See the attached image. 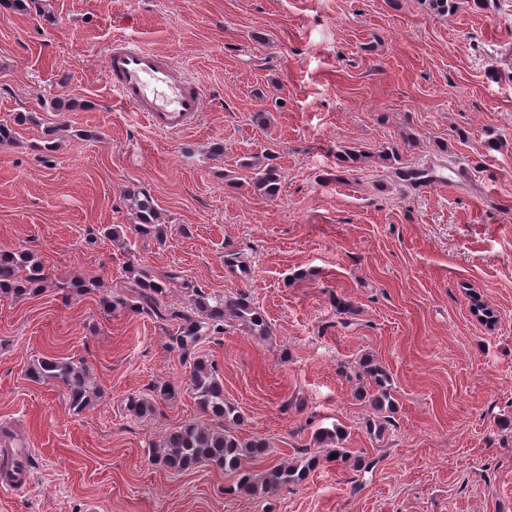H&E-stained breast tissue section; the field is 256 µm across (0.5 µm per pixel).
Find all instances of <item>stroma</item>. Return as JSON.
Wrapping results in <instances>:
<instances>
[{"instance_id": "1", "label": "stroma", "mask_w": 512, "mask_h": 512, "mask_svg": "<svg viewBox=\"0 0 512 512\" xmlns=\"http://www.w3.org/2000/svg\"><path fill=\"white\" fill-rule=\"evenodd\" d=\"M0 11V121L32 114L0 145V248L36 254L50 288L0 298V446L23 443L31 485L0 512H512V0H41ZM124 37L182 65L203 90L186 131L156 132L112 89L105 54ZM53 149H46V141ZM223 143V155L212 153ZM356 147L363 161L338 154ZM276 156L275 196L245 179ZM460 168L446 187L401 179ZM149 194L165 244L132 224L126 189ZM242 252L248 274L224 263ZM174 270L217 297L247 293L272 327L242 326L197 351L212 362L242 437L270 445L251 472L311 447L320 427L377 457L359 490L320 462L262 498L225 494L232 474L174 472L155 457L202 413L182 393L140 418L130 401L181 384L171 324L102 299L127 264ZM492 306L486 328L469 312ZM353 305L336 312L337 299ZM369 357L393 378L391 424L343 370ZM39 358L87 368L100 397L70 412L62 387L25 375Z\"/></svg>"}]
</instances>
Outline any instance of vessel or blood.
<instances>
[{"label":"vessel or blood","instance_id":"b4317fda","mask_svg":"<svg viewBox=\"0 0 512 512\" xmlns=\"http://www.w3.org/2000/svg\"><path fill=\"white\" fill-rule=\"evenodd\" d=\"M112 88L150 125L163 133H179L197 123L203 110L200 88L170 58L127 39H115L107 53ZM25 448L11 451L12 473L0 475V489L27 487L32 475Z\"/></svg>","mask_w":512,"mask_h":512}]
</instances>
